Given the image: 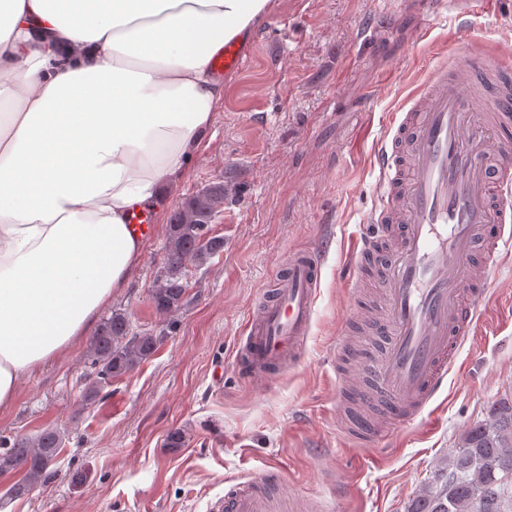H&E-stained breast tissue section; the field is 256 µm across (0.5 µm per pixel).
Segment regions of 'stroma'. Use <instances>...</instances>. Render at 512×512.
I'll list each match as a JSON object with an SVG mask.
<instances>
[{
  "mask_svg": "<svg viewBox=\"0 0 512 512\" xmlns=\"http://www.w3.org/2000/svg\"><path fill=\"white\" fill-rule=\"evenodd\" d=\"M473 39L512 41V0L466 16L425 0H274L244 44L243 68L224 78L210 136L161 189L168 215L224 181L229 199L210 226L223 251L187 266L189 305L160 315L151 289L166 227L155 224L100 315L120 309L134 332L163 331L157 351L91 404L92 334L23 379L0 409V441L56 428L65 443L53 477L4 512H206L226 481L271 467L290 494L323 498L325 512H406L463 432L512 398V276L492 274L493 321L461 351L442 404L389 447L342 442L329 353L354 314L343 279L375 196L377 142L426 71ZM319 241L327 252L302 362L245 380L236 359L245 321L289 252ZM177 429L185 444L166 447Z\"/></svg>",
  "mask_w": 512,
  "mask_h": 512,
  "instance_id": "obj_1",
  "label": "stroma"
}]
</instances>
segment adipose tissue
Listing matches in <instances>:
<instances>
[{"label":"adipose tissue","instance_id":"1","mask_svg":"<svg viewBox=\"0 0 512 512\" xmlns=\"http://www.w3.org/2000/svg\"><path fill=\"white\" fill-rule=\"evenodd\" d=\"M271 0H0V408L89 332L208 135L227 35Z\"/></svg>","mask_w":512,"mask_h":512}]
</instances>
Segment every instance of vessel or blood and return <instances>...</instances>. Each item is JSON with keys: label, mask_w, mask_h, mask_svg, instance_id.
I'll list each match as a JSON object with an SVG mask.
<instances>
[{"label": "vessel or blood", "mask_w": 512, "mask_h": 512, "mask_svg": "<svg viewBox=\"0 0 512 512\" xmlns=\"http://www.w3.org/2000/svg\"><path fill=\"white\" fill-rule=\"evenodd\" d=\"M244 64L238 37L211 58L215 74ZM512 46L467 48L436 64L377 147L375 204L351 243L346 274L356 294L375 272V307L353 318L364 340L339 344L333 364L356 359L361 379L336 381L340 432L351 443L384 445L432 411L464 346L486 322L489 277L512 270ZM324 250L288 257L287 273L264 293L237 351L246 380L297 365L310 332ZM285 481L277 468L239 480L212 512H275Z\"/></svg>", "instance_id": "1"}]
</instances>
